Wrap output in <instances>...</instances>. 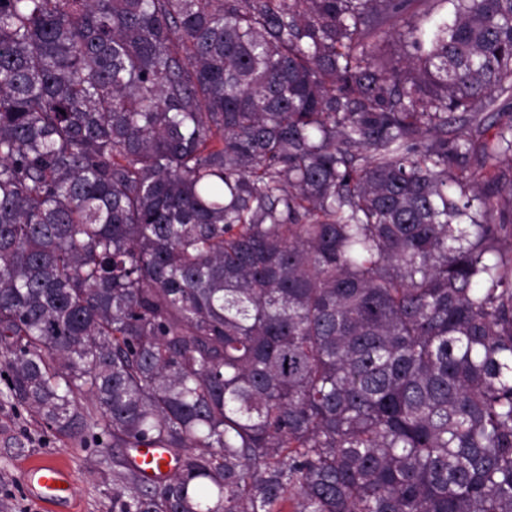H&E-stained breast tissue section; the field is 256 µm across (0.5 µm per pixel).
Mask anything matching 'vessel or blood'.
Listing matches in <instances>:
<instances>
[{
  "instance_id": "b4317fda",
  "label": "vessel or blood",
  "mask_w": 512,
  "mask_h": 512,
  "mask_svg": "<svg viewBox=\"0 0 512 512\" xmlns=\"http://www.w3.org/2000/svg\"><path fill=\"white\" fill-rule=\"evenodd\" d=\"M133 462L150 478L166 475L172 469L170 455L159 448L137 449ZM23 474L32 487L35 500L47 512H72L73 482L62 461L55 457L33 461L25 467Z\"/></svg>"
}]
</instances>
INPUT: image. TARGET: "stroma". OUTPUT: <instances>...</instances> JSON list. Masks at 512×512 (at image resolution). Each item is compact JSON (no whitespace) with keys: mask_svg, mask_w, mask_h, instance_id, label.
<instances>
[{"mask_svg":"<svg viewBox=\"0 0 512 512\" xmlns=\"http://www.w3.org/2000/svg\"><path fill=\"white\" fill-rule=\"evenodd\" d=\"M57 453L74 480V512H111L112 478L121 468L89 441L62 436L10 400L0 398V512H42L24 481L25 465Z\"/></svg>","mask_w":512,"mask_h":512,"instance_id":"1","label":"stroma"}]
</instances>
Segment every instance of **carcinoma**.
<instances>
[{
  "label": "carcinoma",
  "mask_w": 512,
  "mask_h": 512,
  "mask_svg": "<svg viewBox=\"0 0 512 512\" xmlns=\"http://www.w3.org/2000/svg\"><path fill=\"white\" fill-rule=\"evenodd\" d=\"M504 163L512 0H0L4 395L112 512H512ZM133 462L149 478L166 475L173 468L170 455L161 448H138Z\"/></svg>",
  "instance_id": "cac0c4a2"
}]
</instances>
